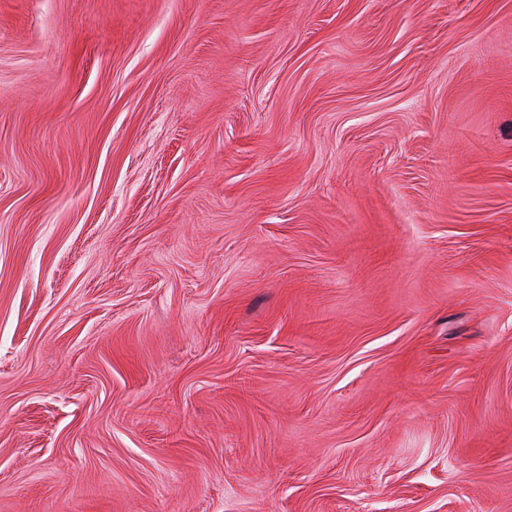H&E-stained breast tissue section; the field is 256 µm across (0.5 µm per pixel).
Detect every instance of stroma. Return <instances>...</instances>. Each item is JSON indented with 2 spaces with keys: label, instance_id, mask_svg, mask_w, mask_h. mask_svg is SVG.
<instances>
[{
  "label": "stroma",
  "instance_id": "35a3bbf8",
  "mask_svg": "<svg viewBox=\"0 0 512 512\" xmlns=\"http://www.w3.org/2000/svg\"><path fill=\"white\" fill-rule=\"evenodd\" d=\"M0 512H512V0H0Z\"/></svg>",
  "mask_w": 512,
  "mask_h": 512
}]
</instances>
